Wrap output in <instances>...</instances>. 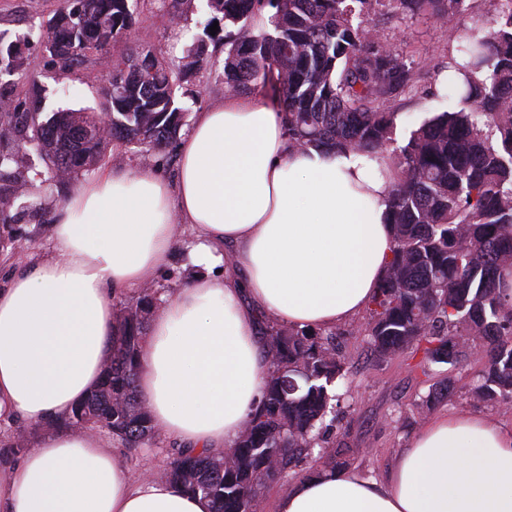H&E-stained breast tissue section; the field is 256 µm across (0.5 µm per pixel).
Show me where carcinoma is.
I'll return each mask as SVG.
<instances>
[{
  "instance_id": "obj_1",
  "label": "carcinoma",
  "mask_w": 512,
  "mask_h": 512,
  "mask_svg": "<svg viewBox=\"0 0 512 512\" xmlns=\"http://www.w3.org/2000/svg\"><path fill=\"white\" fill-rule=\"evenodd\" d=\"M171 18L191 0H156ZM224 22V92L268 85L288 135L300 149L384 152L396 179L389 199L393 259L356 329L381 357L411 349L420 364L463 365L488 347L474 396L512 405V302L501 293L512 271V0H471L467 20L448 27L443 68L462 77L446 86L457 100L398 143L402 103L439 95L422 80L427 61L393 47L374 16L397 9L444 21L465 0H208ZM137 0H63L48 20L51 56L72 64L103 51L134 24ZM29 38L0 32V75L28 78ZM203 45L180 66L149 46L117 58L104 111L111 134L99 136L101 113L61 110L47 119L0 92V254H18V200L35 187L67 185L94 169L117 140L159 154L177 140L187 109L176 97L181 73L207 68ZM160 291L144 288L116 313L117 333L99 385L63 426L97 429L131 453L156 434L139 394L141 348ZM336 333L285 328L260 319L270 367L259 406L230 448H177L164 477L211 502L212 512H255L261 491L287 475L299 479L349 464L325 446L323 425L341 407L348 370Z\"/></svg>"
}]
</instances>
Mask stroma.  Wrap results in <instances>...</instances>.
<instances>
[{
	"label": "stroma",
	"mask_w": 512,
	"mask_h": 512,
	"mask_svg": "<svg viewBox=\"0 0 512 512\" xmlns=\"http://www.w3.org/2000/svg\"><path fill=\"white\" fill-rule=\"evenodd\" d=\"M59 3L60 0H0V31L30 36L25 52L29 81L20 87V96L27 102L41 103L47 112L100 108L102 89L120 50L114 47L95 52L69 66L52 57L39 34ZM154 11L150 0H140L128 36L129 45L151 46L160 57L174 63L182 60L194 45L204 44L210 67L186 72L176 95L182 106L193 113L222 99L224 88L217 70L224 65V45L206 37L205 26L213 17L208 0H192L183 14L165 24L159 23ZM382 28L388 41L407 53L434 64L446 57V26L442 22L392 12ZM355 326L352 320L337 326L338 342L348 368L339 391L350 410L338 415L325 434L329 447L355 449V456L349 460L350 469L366 477L384 478L420 428L444 412L487 415L512 426V410L478 402L472 396L477 375L485 363L481 351H473L460 367L432 364L421 368L406 353L388 358L377 356L368 337L352 335ZM446 382L453 386L451 395L432 407H423L431 388ZM112 447L120 453L129 473L136 475L148 467L158 479L162 478L174 449L173 443L160 437L136 457L124 454L120 442H113Z\"/></svg>",
	"instance_id": "35a3bbf8"
}]
</instances>
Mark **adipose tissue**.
I'll use <instances>...</instances> for the list:
<instances>
[{"label":"adipose tissue","mask_w":512,"mask_h":512,"mask_svg":"<svg viewBox=\"0 0 512 512\" xmlns=\"http://www.w3.org/2000/svg\"><path fill=\"white\" fill-rule=\"evenodd\" d=\"M393 181L379 154L296 149L259 93L195 114L175 181L123 168L83 181L54 214L51 256L0 288V418L47 430L0 473V512H210L130 477L99 432L59 426L104 370L116 293L154 283L176 225L191 229L194 274L150 321L138 387L166 440L231 447L267 372L259 315L297 329L357 316L393 257ZM276 512H512V427L438 415L385 481L322 472Z\"/></svg>","instance_id":"adipose-tissue-1"}]
</instances>
